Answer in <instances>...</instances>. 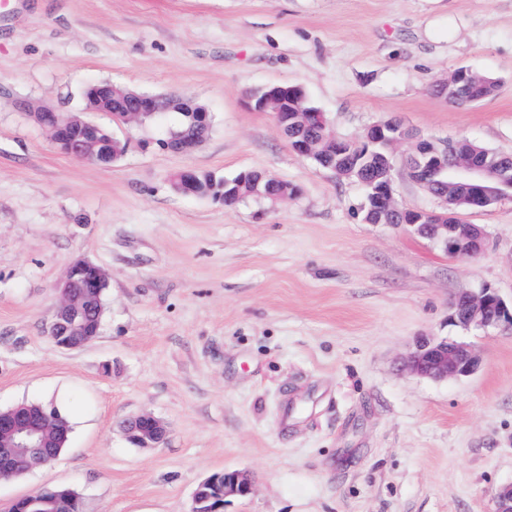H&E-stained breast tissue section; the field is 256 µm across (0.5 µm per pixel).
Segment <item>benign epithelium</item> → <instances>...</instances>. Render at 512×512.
I'll list each match as a JSON object with an SVG mask.
<instances>
[{
    "label": "benign epithelium",
    "mask_w": 512,
    "mask_h": 512,
    "mask_svg": "<svg viewBox=\"0 0 512 512\" xmlns=\"http://www.w3.org/2000/svg\"><path fill=\"white\" fill-rule=\"evenodd\" d=\"M479 89V79L469 69H459L444 84L442 93L449 100L462 99L477 102L473 92ZM253 102L258 112H272L280 128L288 126V120L301 116L281 111L280 98L271 96ZM191 101L186 98L163 99L160 97L129 94L121 107V123L139 124L146 112H166L169 109H186ZM85 111L112 114V87L98 86L89 94ZM50 120L42 121L54 142L71 156L99 165H109L111 156L100 148L101 125L85 118L82 113L50 111ZM406 131L396 122H376L369 126L361 140L357 141L358 153L351 151L352 142L331 134L329 138H302L291 144L302 157L318 158L332 170H340L359 159L381 168V174L364 181L368 188L371 208L367 222L371 224L400 225L401 208L395 199L394 180L390 174V158L393 148L405 138ZM456 160L448 163V154ZM480 153L474 146L465 152L455 150V141L442 146L421 141L413 160L411 171L422 187L441 191L436 193L444 205L451 206L453 214L436 217V223L422 222L423 216L408 227L423 237L442 244L449 254L459 259L478 255L485 243L484 231L475 224H466L459 214L481 208L489 199L512 198V166L506 162L486 163L473 160ZM107 287L105 272L83 260L71 265L59 286V302L51 318V329L57 331L58 346L78 350L91 344L98 336L90 327L86 312L95 304L98 289ZM448 321L454 325L490 327L501 323L512 325V306L508 305L491 288H483L477 294H461L450 306ZM478 357L471 346L453 340L433 339L420 344L411 354L407 367L415 374L435 380L459 378L472 374L478 367ZM128 440L140 448H154L162 443L167 429L153 413L143 411L122 422ZM68 428L48 413H28L19 404L7 411L0 410V478H11L37 465L57 458V446L65 445ZM251 482L240 471L224 472V497L247 496ZM495 512H512V483L501 486L495 495Z\"/></svg>",
    "instance_id": "benign-epithelium-1"
}]
</instances>
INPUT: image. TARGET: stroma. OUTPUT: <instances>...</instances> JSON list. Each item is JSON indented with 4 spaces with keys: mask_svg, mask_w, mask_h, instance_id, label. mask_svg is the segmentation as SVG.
<instances>
[{
    "mask_svg": "<svg viewBox=\"0 0 512 512\" xmlns=\"http://www.w3.org/2000/svg\"><path fill=\"white\" fill-rule=\"evenodd\" d=\"M496 91L456 107L458 68ZM93 82L188 95L212 115L191 154L176 127L117 125L109 167L64 153L28 104L78 112ZM301 85L336 135L396 120L400 207L439 200L411 177L418 141L512 155V0H13L0 13V408L56 401L74 417L53 462L0 480V512L75 490L82 512H190L224 470L252 491L224 512H494L512 482V326L461 328L451 300L512 301V199L464 212L484 229L457 260L407 227L361 219L365 193L299 156L248 94ZM258 171L295 187L227 206L171 174ZM88 260L107 276L100 333L80 350L49 333L58 284ZM470 344L468 376L404 369L426 339ZM167 435L139 448L127 417ZM122 429L128 440L139 448H154L164 441L167 434L163 421L148 411L125 419Z\"/></svg>",
    "mask_w": 512,
    "mask_h": 512,
    "instance_id": "obj_1",
    "label": "stroma"
}]
</instances>
